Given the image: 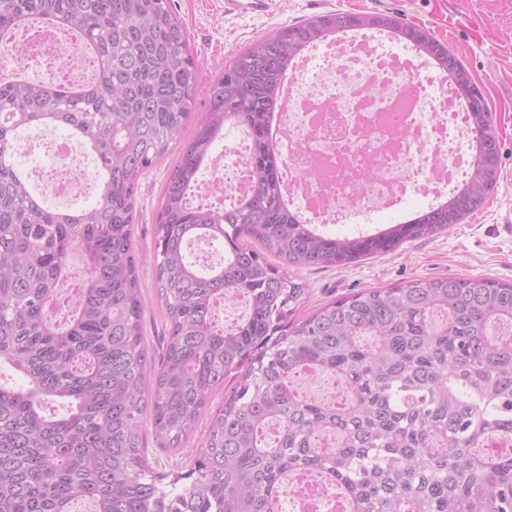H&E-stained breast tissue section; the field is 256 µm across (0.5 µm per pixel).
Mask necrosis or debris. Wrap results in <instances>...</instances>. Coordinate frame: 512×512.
Here are the masks:
<instances>
[{"label": "necrosis or debris", "mask_w": 512, "mask_h": 512, "mask_svg": "<svg viewBox=\"0 0 512 512\" xmlns=\"http://www.w3.org/2000/svg\"><path fill=\"white\" fill-rule=\"evenodd\" d=\"M44 72L50 82H79L94 69L68 34L33 26L0 50V74ZM412 56L388 57L375 40H337L310 55L294 78L287 107L278 114L288 147L285 169L297 204L318 215L320 225L343 224L354 210H391L408 193L435 196L464 176L470 126L451 98L430 91ZM251 146L231 141L214 152L209 169L227 194H240L251 171ZM19 153L51 156L34 171L40 186L78 203L95 192L93 172L58 132L27 134ZM317 477L287 480L292 512H341L322 499Z\"/></svg>", "instance_id": "necrosis-or-debris-1"}]
</instances>
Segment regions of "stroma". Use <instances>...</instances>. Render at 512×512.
<instances>
[{"instance_id":"obj_1","label":"stroma","mask_w":512,"mask_h":512,"mask_svg":"<svg viewBox=\"0 0 512 512\" xmlns=\"http://www.w3.org/2000/svg\"><path fill=\"white\" fill-rule=\"evenodd\" d=\"M199 61L200 94L196 114H204L203 92L225 62L251 42L280 27L329 11L395 15L427 28L444 42L483 89L499 136L500 179L495 195L463 223L434 237L404 244L396 251L348 268H312L297 272L306 289L305 310L369 288H389L414 279L486 278L512 284V0H271L267 10L238 13L224 0H172ZM176 154H169L139 180L136 195V244L143 260V334L150 351L163 341L165 319L154 285L155 215ZM427 198L405 197L400 211L378 212L350 224H331V234L352 235L402 222L427 209ZM207 422L180 447L164 448L153 432L143 445L156 472L187 471L207 434Z\"/></svg>"}]
</instances>
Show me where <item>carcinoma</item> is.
<instances>
[{
    "mask_svg": "<svg viewBox=\"0 0 512 512\" xmlns=\"http://www.w3.org/2000/svg\"><path fill=\"white\" fill-rule=\"evenodd\" d=\"M361 13L330 11L252 42L206 89L195 119L197 59L170 0H0V45L30 19L81 35L99 60L91 82L0 79V512H279L290 474L310 472L350 512H512V284L415 279L365 289L306 314L290 274L347 268L437 235L482 208L500 178L498 137L476 82L465 95L482 162L455 196L373 234L336 236L282 200V154L267 137L289 64ZM398 37L461 60L428 31L390 20ZM191 138L183 140L188 126ZM251 143L253 179L227 206L190 192L219 141ZM64 131L95 159L98 191L59 210L16 161L26 132ZM181 146L155 222V283L168 336L155 359L143 341L134 244L142 174ZM224 250L202 266L191 244ZM283 262L272 265L266 254ZM83 277L65 320L56 303L74 256ZM242 296L229 328L214 305ZM328 374L350 391L330 402L298 385ZM233 390L186 473L149 467L142 437L178 446L212 392ZM65 413L46 415L43 405Z\"/></svg>",
    "mask_w": 512,
    "mask_h": 512,
    "instance_id": "cac0c4a2",
    "label": "carcinoma"
}]
</instances>
